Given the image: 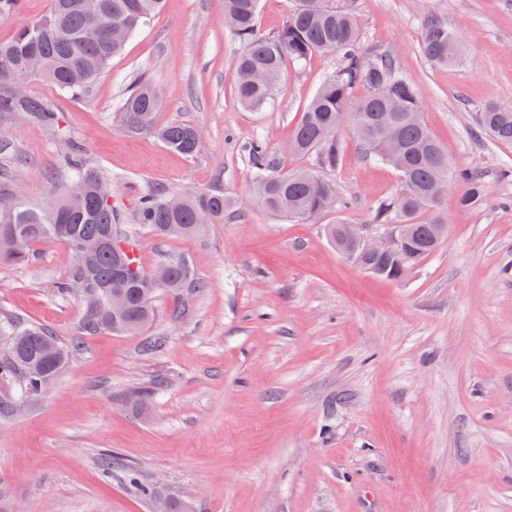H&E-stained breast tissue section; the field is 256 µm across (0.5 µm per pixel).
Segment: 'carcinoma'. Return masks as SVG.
Listing matches in <instances>:
<instances>
[{"mask_svg": "<svg viewBox=\"0 0 512 512\" xmlns=\"http://www.w3.org/2000/svg\"><path fill=\"white\" fill-rule=\"evenodd\" d=\"M101 11L89 13L79 0H52L50 12L20 28L14 37L0 42V116L20 115L29 122L63 133L58 112L47 100L30 95L14 99L9 91L14 72L40 58L36 78L59 92L79 97L105 75L127 40L160 11L162 0H100ZM259 0H224V26L238 39L242 51L237 60L236 93L247 109L261 111L272 101L285 61L301 65L315 52L333 53L336 74L321 85L296 125L290 150L299 156L317 154L318 168L281 171L267 160L262 142L250 146L255 170L257 201L267 211L295 220L328 208L336 201V185L322 170L336 167L338 129L352 122L358 140L375 160L396 169L402 180L400 192L378 204L374 223L397 232L393 252L358 255L360 268L385 279H405L431 256L446 239L438 225L448 223L441 201L429 196L433 182L449 179L462 186L461 204L480 205L486 196L484 179L471 171L452 168L448 154L421 119L417 89L398 72L388 52L361 46L357 18L325 0H300L283 27L272 36L258 33ZM426 58L437 65L458 62L463 42L457 32L439 20L427 23L422 43ZM362 85L366 94L356 97ZM161 100L152 84L139 78L120 102L124 126L132 133L148 134L169 149L192 157L200 141L194 126L173 122L155 124ZM480 128L497 141L512 144V109L491 104L478 115ZM70 169L69 185L81 189V201L71 202L65 193L39 209L0 198V266L22 265L32 260L33 246L53 240L73 251L89 252L83 267L71 265L56 286L60 297H69L73 280H83L89 297L83 301L82 333L101 331L140 334L153 321V298L160 287L178 290L194 282L188 266L179 260L163 264L167 279L156 282L136 263L134 249L123 229L124 214L112 205L111 184L84 159L80 144L70 145L65 156ZM149 191L139 198L134 223L156 237L194 238L208 224L224 223L234 203L219 192H195L178 196ZM428 214L420 221L418 216ZM331 242L354 246L349 223L327 225ZM126 302L125 312L112 314V297ZM0 332L10 336L11 350L0 355V377H16L21 397L38 395L53 381L78 349L76 341L65 343L45 328L19 321L3 324Z\"/></svg>", "mask_w": 512, "mask_h": 512, "instance_id": "1", "label": "carcinoma"}]
</instances>
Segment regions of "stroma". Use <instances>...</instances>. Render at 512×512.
I'll list each match as a JSON object with an SVG mask.
<instances>
[{
    "label": "stroma",
    "mask_w": 512,
    "mask_h": 512,
    "mask_svg": "<svg viewBox=\"0 0 512 512\" xmlns=\"http://www.w3.org/2000/svg\"><path fill=\"white\" fill-rule=\"evenodd\" d=\"M331 2L355 11L365 47L393 55L453 166L486 175L483 203L448 192V238L404 280L361 270L325 227L371 223L401 177L346 125L324 172L332 207L295 221L255 206L250 144L281 168L316 166L290 143L337 60L285 64L271 105L246 110L223 0H166L81 97L29 82L63 131L0 120V194L34 207L61 195L72 138L125 214L157 189L219 190L243 212L194 239L138 231L142 270L180 259L204 284L159 289L143 335H82L80 298L56 294L73 260L58 243L0 267V319L79 344L22 405L18 381L0 377V512H512V180L496 176L512 144L475 120L512 107V0ZM432 19L461 30L465 64L426 59ZM143 75L163 99L158 124L202 130L195 156L125 130L120 101ZM150 335L166 337L161 351L143 352Z\"/></svg>",
    "instance_id": "35a3bbf8"
}]
</instances>
